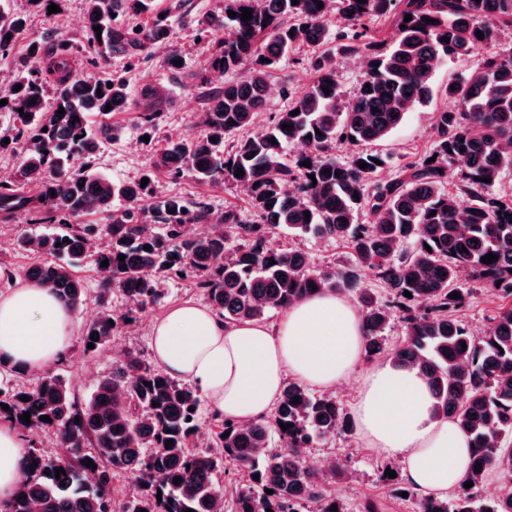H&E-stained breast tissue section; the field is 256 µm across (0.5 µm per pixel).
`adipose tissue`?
I'll list each match as a JSON object with an SVG mask.
<instances>
[{
	"instance_id": "1",
	"label": "adipose tissue",
	"mask_w": 512,
	"mask_h": 512,
	"mask_svg": "<svg viewBox=\"0 0 512 512\" xmlns=\"http://www.w3.org/2000/svg\"><path fill=\"white\" fill-rule=\"evenodd\" d=\"M74 320L50 288L17 281L0 294V362L25 373L51 368L71 344ZM363 342L356 306L333 291L290 306L273 326L253 320L228 325L193 302L173 307L152 326L157 365L194 385L230 421L268 416L287 378L331 390L358 376L352 417L364 448L400 461L406 482L421 494L447 495L467 475V436L436 413V399L417 369L390 360L362 367ZM26 462L19 429L0 422L1 504L14 496Z\"/></svg>"
}]
</instances>
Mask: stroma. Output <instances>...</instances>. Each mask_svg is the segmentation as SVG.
<instances>
[{
	"label": "stroma",
	"mask_w": 512,
	"mask_h": 512,
	"mask_svg": "<svg viewBox=\"0 0 512 512\" xmlns=\"http://www.w3.org/2000/svg\"><path fill=\"white\" fill-rule=\"evenodd\" d=\"M218 6L219 0H155L156 11L168 13L172 21L168 42L148 49L144 55L132 61L121 55L96 60L80 57L81 72L94 76L122 75L128 81L132 95H139L148 86L164 90L163 99L156 107L157 116L152 129H145L142 125L139 110L110 115L108 122L113 136L92 158L90 166L93 170L117 181L137 179L150 167L155 152L166 138H192L202 132L207 95L212 89L223 86L225 75L208 69L212 47L209 42L194 40L191 29L198 15L216 10ZM84 13L85 0H62L59 12L52 15L28 10V36L38 40L45 37L78 40ZM174 49L180 50L186 60L185 69L178 78L165 65L166 55ZM312 54L311 48L304 47L297 52L295 59L281 63L272 83L268 112L286 109L292 98L300 95L312 82L315 77L310 64ZM478 61V56L474 55L462 60L444 61L435 67L430 99L407 112L402 124L390 137L376 145V152L386 158L384 167L378 173L379 179L394 178L406 162L430 152L436 115L447 104L443 96L446 84L456 75L475 68ZM147 132L152 135L148 142L143 139ZM155 185L158 192L191 202H203L217 210L233 208L246 220L251 217L248 196L235 183L221 180L200 182L189 175L175 180L160 173L155 178ZM46 230V225L35 223L33 216L28 213H18L7 222H0V293L9 291L16 273L45 260L44 254L16 246L15 238L24 233L40 234ZM272 243L276 246L292 244L300 247L316 268L343 266L350 261L346 246L335 239L306 236L294 240L282 233L274 236ZM462 285L472 292L464 312V321L474 335H481L488 316L499 307L500 301L472 278H465ZM160 288L162 297L159 302L137 313L134 323L119 325L109 346L89 354L83 350L82 336L98 310L97 302L91 299L87 306L78 311L70 349L62 361L52 367V374L61 377L75 395L84 400L92 393L96 380L110 374L116 366L113 355L115 347L152 359V324L185 301L202 305L207 302L202 290L196 288L190 279L167 278L162 280ZM307 456L311 459H328L335 466L346 469V477L331 482L332 490L342 501L346 512H359L360 502L367 497L390 501L391 487L383 481L381 470L385 467L395 472L401 469L398 461L384 459L363 448L353 432L316 439L308 448Z\"/></svg>",
	"instance_id": "obj_1"
}]
</instances>
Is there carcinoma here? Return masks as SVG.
Wrapping results in <instances>:
<instances>
[{
    "label": "carcinoma",
    "instance_id": "carcinoma-1",
    "mask_svg": "<svg viewBox=\"0 0 512 512\" xmlns=\"http://www.w3.org/2000/svg\"><path fill=\"white\" fill-rule=\"evenodd\" d=\"M321 3L319 9L313 0H224L220 11L195 18V37L217 44L209 67L233 79L210 93L204 133L167 139L142 174L148 179L143 186L141 178L116 182L87 169V159L112 138L103 122L91 128L89 114L106 118L108 105L126 112L134 100L123 77L83 75L70 59L82 52L135 59L168 40L171 22L156 15L148 28L129 24L130 16L153 13L154 0H86L80 44L62 39L48 47L30 41L29 56L47 57V71L21 70L0 90V100H7L0 112L13 120L0 133V148L14 144L23 156L12 180L0 182V213L26 211L39 216L40 224L57 226L50 233L23 235L17 245L65 257L64 264L30 267L28 277L73 310L87 300L74 268L87 257L97 266L109 261L101 268L100 311L82 338L89 353L88 344L102 348L116 328L107 308L112 289L133 293L144 310L159 300L163 278L195 280L227 324L261 321L270 309L283 311L317 291L352 295L362 314L368 355L382 352L385 331L400 317L404 339L388 356L417 368L435 395L437 414L454 419L470 438L465 481L473 486L461 485L445 499L399 483L393 493H408L415 512H512V492L483 495L489 472L512 479V202L491 192L502 170L512 168V47H501L502 32L512 30V0ZM245 8L253 10L246 22L241 20ZM333 9L347 21L334 32L328 26ZM407 15L412 19L404 20ZM386 19L397 26L388 51L374 30ZM96 26L101 33L94 32ZM26 29V13L0 0V59L13 53ZM300 44L322 49L311 60L313 84L269 125L250 131L279 65ZM337 51L369 58L357 92L347 101L331 63ZM478 52L481 64L445 88L448 106L437 113L430 153L406 164L398 178L378 179L376 161L384 158L368 146L386 140L412 107L430 98L439 61ZM18 84L22 88L16 91ZM242 131L245 135L224 150V139ZM342 138L361 148L338 160L332 148ZM295 143L306 149L292 157L288 150ZM432 157L435 161L428 162ZM304 161L310 167L302 166ZM361 161L367 168H359ZM238 169L244 171L239 177ZM156 171L235 182L247 191L255 220L247 224L235 209L216 215L204 203L161 195L154 188ZM363 212L369 215L366 224L358 221ZM87 215L104 224L76 223ZM278 230L342 241L354 265L315 269L304 251L270 244ZM489 253L498 260L485 264L482 257ZM465 273L477 274L502 300L482 337L457 316L469 305V293L460 285ZM367 275L382 283L389 299L378 301L364 286ZM454 292L456 299L450 297ZM23 395L30 401H22ZM0 403L9 406L8 414L21 427L51 432L67 449L57 456L29 447L25 480L0 512H215L224 499L217 475L228 464L251 477V485L236 491L235 512H331L334 504L344 512L328 478L306 466L305 449L317 438L352 431L350 417L332 398L312 395L300 384L284 388L271 420L221 421L224 454L218 457L190 449L198 432L200 395L136 355H127L121 367L97 380L82 402L59 377L48 375L30 386L0 387ZM25 412L28 424L19 420ZM282 423L291 428L282 430ZM275 438L278 450L271 449ZM89 459L97 468L86 466ZM58 468L65 473L56 475ZM115 471L130 475L139 492L116 498ZM176 477L181 482L174 483Z\"/></svg>",
    "mask_w": 512,
    "mask_h": 512
}]
</instances>
